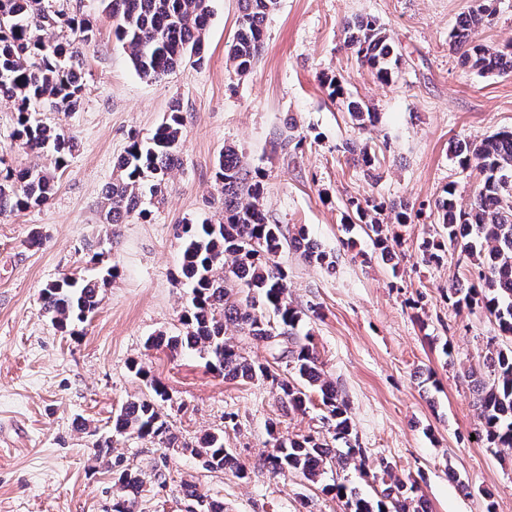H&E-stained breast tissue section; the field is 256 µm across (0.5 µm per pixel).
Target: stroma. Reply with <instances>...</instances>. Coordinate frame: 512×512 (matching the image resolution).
Here are the masks:
<instances>
[{"mask_svg":"<svg viewBox=\"0 0 512 512\" xmlns=\"http://www.w3.org/2000/svg\"><path fill=\"white\" fill-rule=\"evenodd\" d=\"M474 0H277L265 24L263 54L238 75L226 49L240 16L238 0H209L203 64L184 63L148 81L135 72L113 35L101 0H67L89 19L91 42L80 45L85 99L77 112L47 113L77 142L58 174L50 202L0 217V512H111L112 472L96 463L90 430L111 437V460L145 475L139 512H188L184 483L224 504V512H343L327 485L341 481L379 497L383 485L365 471H326L315 482L272 475L263 457L270 429L284 436H326L322 406L283 410L262 382L227 381L197 353L146 349L148 337L177 334L191 298L177 285L183 222L214 214L221 197L215 164L225 145L238 149L264 178V209L287 234L305 230L334 265L324 268L286 249L288 300L299 311L320 366L347 400L352 431L369 466L388 461L415 482L429 512H512V448L494 453L474 440L481 421L469 371L479 370L498 326L483 309L455 311L448 288L466 278L459 250L441 263L422 260L439 232L437 200L448 185L465 196L479 183L451 155L459 140L478 142L512 127V75L465 67L449 33ZM494 15L475 38L491 48L512 42V0H494ZM378 21L403 56L381 83L345 46L343 23ZM326 75L378 114L359 130L332 103ZM179 104L183 164L147 218L130 217L106 241L105 186L132 134L146 138ZM16 114L0 100V156L20 169L34 158L15 146ZM302 138L299 147L293 138ZM356 144L373 167L354 160ZM404 202L410 219H380L395 246L382 262L353 202ZM117 265L91 320L56 329L42 313L46 283L90 274L93 252ZM149 370L170 399L163 413L174 448L134 435L112 436L113 414L150 395ZM208 433L224 436L247 469H204L190 449Z\"/></svg>","mask_w":512,"mask_h":512,"instance_id":"1","label":"stroma"}]
</instances>
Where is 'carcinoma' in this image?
I'll list each match as a JSON object with an SVG mask.
<instances>
[{"mask_svg": "<svg viewBox=\"0 0 512 512\" xmlns=\"http://www.w3.org/2000/svg\"><path fill=\"white\" fill-rule=\"evenodd\" d=\"M104 10L119 18L113 35L128 52L136 73L159 79L191 60L203 61V34L210 9L208 0H102ZM475 7L449 33L450 44L462 63L481 74H512V45L491 50L474 39L475 31L492 16V0H475ZM242 10L235 37L227 48V61L237 74L249 72L264 49L265 21L277 0H241ZM346 46L361 65L387 83L399 68L401 55L385 30L371 17L356 16L343 24ZM93 38L84 18L64 9L50 10L45 0H0V100L14 104L18 146L50 157V167L0 169V216L40 207L52 198L57 173L67 166L76 148L73 136L39 118L43 108L77 111L84 96L78 45ZM328 97L347 112L361 130L373 125L375 113L362 100L350 98L337 77L323 80ZM182 119L179 106L170 107L153 135L143 140L134 135L125 154L117 160L119 176L107 184V228L122 224L131 215H146L145 200L164 195L169 177L181 164ZM454 157L464 168L475 167L481 176L468 203L459 201L449 185L436 202L442 213L440 239L429 243L424 260L442 259L445 245L458 246L469 261L466 287L448 288V302L461 310L478 306L493 317L500 332L512 336V130L497 131L481 142L459 141ZM215 179L221 185L220 218L181 225L179 284L191 289V302L180 316L183 333H159L146 340L148 348L190 350L207 359V365L226 380L270 381L279 388L280 400L289 412H306L312 393L320 397L332 428V441L313 435L277 436L265 464L274 474L298 473L314 481L328 464L344 469L364 461V452L351 443V417L347 401L336 386L322 376L311 337L299 336L300 313L288 302L287 271L272 261L284 246L302 253L310 262L324 264L326 254L304 231L288 239L282 225L269 223L262 209L263 179L248 177L238 151L224 147ZM374 235L381 260L393 258V247L383 235V225L365 223ZM90 278L64 276L41 290V310L52 325L63 330L73 322H85L100 306V292L116 277L117 266H104L100 254ZM235 325L249 338L281 350L291 378L270 364H252L243 357L227 326ZM486 361L490 379L473 371L475 402L482 421L481 437L488 448H512V346L503 348L488 340ZM153 395L127 401L113 415L118 434H135L161 440L166 446L176 437L161 412L169 400L164 385L150 382ZM343 447H337V444ZM207 470L231 469L239 477L246 470L224 448V435L213 433L192 449ZM384 485L381 497L362 496L344 483L329 488L342 500L345 512H420L410 509L415 485L380 465ZM116 495L112 512H135L142 494L141 475L129 469L112 471ZM183 493L195 503L196 512H223L222 504L186 484Z\"/></svg>", "mask_w": 512, "mask_h": 512, "instance_id": "carcinoma-1", "label": "carcinoma"}]
</instances>
